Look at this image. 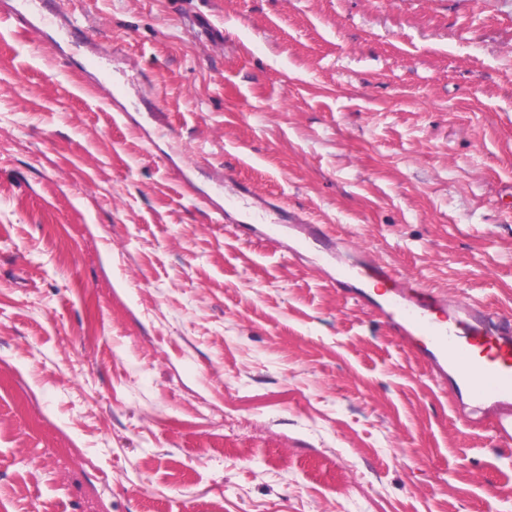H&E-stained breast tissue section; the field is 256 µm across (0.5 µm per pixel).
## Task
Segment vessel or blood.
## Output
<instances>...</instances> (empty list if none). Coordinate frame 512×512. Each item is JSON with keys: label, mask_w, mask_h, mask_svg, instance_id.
Masks as SVG:
<instances>
[{"label": "vessel or blood", "mask_w": 512, "mask_h": 512, "mask_svg": "<svg viewBox=\"0 0 512 512\" xmlns=\"http://www.w3.org/2000/svg\"><path fill=\"white\" fill-rule=\"evenodd\" d=\"M373 274L390 285L380 315L401 343L434 379L451 380L477 415H492L498 433L512 438V318L493 315L475 299L406 287L382 266Z\"/></svg>", "instance_id": "obj_1"}]
</instances>
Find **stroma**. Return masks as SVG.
Returning a JSON list of instances; mask_svg holds the SVG:
<instances>
[{
  "instance_id": "obj_1",
  "label": "stroma",
  "mask_w": 512,
  "mask_h": 512,
  "mask_svg": "<svg viewBox=\"0 0 512 512\" xmlns=\"http://www.w3.org/2000/svg\"><path fill=\"white\" fill-rule=\"evenodd\" d=\"M60 2L66 67L0 18V512H512V438L205 204L512 317V0Z\"/></svg>"
}]
</instances>
